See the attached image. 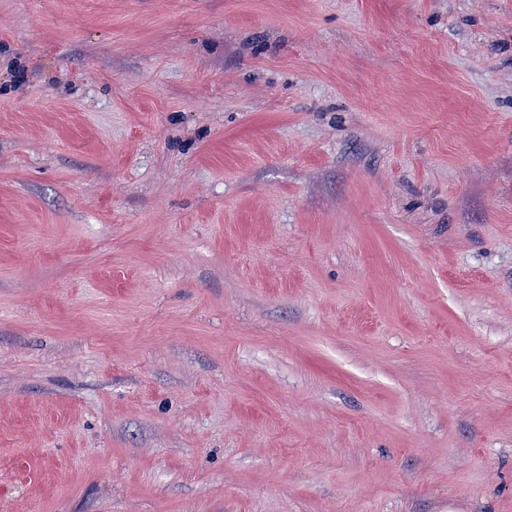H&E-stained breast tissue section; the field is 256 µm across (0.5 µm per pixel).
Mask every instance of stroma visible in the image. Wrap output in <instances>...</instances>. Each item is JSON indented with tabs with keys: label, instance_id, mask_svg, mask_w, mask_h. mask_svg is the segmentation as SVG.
<instances>
[{
	"label": "stroma",
	"instance_id": "35a3bbf8",
	"mask_svg": "<svg viewBox=\"0 0 512 512\" xmlns=\"http://www.w3.org/2000/svg\"><path fill=\"white\" fill-rule=\"evenodd\" d=\"M0 512H512V0H0Z\"/></svg>",
	"mask_w": 512,
	"mask_h": 512
}]
</instances>
